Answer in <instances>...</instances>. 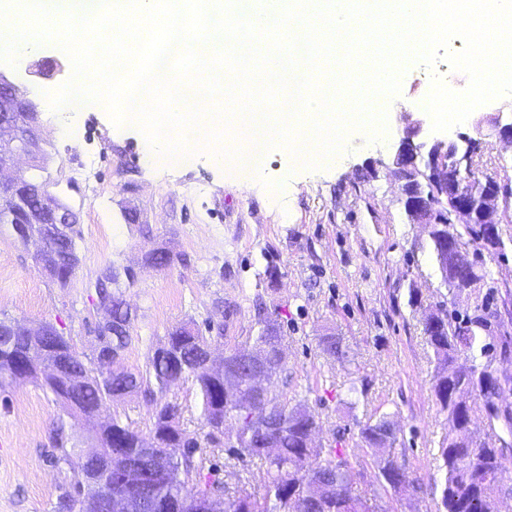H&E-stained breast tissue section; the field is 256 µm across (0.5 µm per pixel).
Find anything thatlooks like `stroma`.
Masks as SVG:
<instances>
[{
  "label": "stroma",
  "instance_id": "obj_1",
  "mask_svg": "<svg viewBox=\"0 0 512 512\" xmlns=\"http://www.w3.org/2000/svg\"><path fill=\"white\" fill-rule=\"evenodd\" d=\"M71 74L68 56L49 44L16 66L0 63V75L22 92L42 90L34 102L46 155L43 176L49 191L77 213L81 230L77 274L62 288L42 272L36 243H22L11 225L0 224V319L22 327L51 324L82 357H92L94 328L105 315L93 285L107 267L134 268V284L121 291L132 312L133 340L124 364L142 371L176 326L209 331L219 361L230 350L251 348L261 318L275 317L285 336V367L273 387L320 420L316 446L327 447L344 431L351 462L365 466L362 489L374 490L376 469L357 445L358 426L388 416L409 477L424 482L428 493L391 491L381 508L436 512L444 481L439 444L448 415L433 393L435 362L423 318L439 309L472 312L491 295L498 316L486 360L501 382L500 404L512 405V360L503 359L504 349L512 350V238L505 240L504 255L485 257L483 286L448 290L426 232L407 218L394 177L384 170L370 174L368 164L389 159L403 135L402 113L433 77L461 92L467 76L442 60L431 68L414 63L386 111L382 145H370L365 134L356 133L335 167L299 171L289 169V154L279 148L267 162L265 181L251 182L214 167L202 153L145 165L139 129L113 136L108 112L93 106L53 111L46 94ZM502 105L498 98L478 107L452 131L479 144L475 180L512 189V145L478 121L497 111L512 118ZM75 127L81 130L77 142L58 134ZM88 160L96 171L90 185L72 178ZM271 181L276 189H268ZM131 210L137 213L133 223L126 219ZM157 249L169 253L170 265L148 263ZM328 333L342 338L345 362L321 352L319 339ZM161 400L178 404L182 428L205 435L193 382ZM156 403L133 393L110 403L103 416H119L145 432ZM59 426L70 444L84 446L86 427L53 393L30 380H0V512H56L59 495L75 482L81 463L76 454L65 462L55 459L50 438ZM206 453L216 475L234 471L251 489L263 488L266 468L260 461L225 447L211 446Z\"/></svg>",
  "mask_w": 512,
  "mask_h": 512
}]
</instances>
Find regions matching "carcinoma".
I'll return each instance as SVG.
<instances>
[{"mask_svg":"<svg viewBox=\"0 0 512 512\" xmlns=\"http://www.w3.org/2000/svg\"><path fill=\"white\" fill-rule=\"evenodd\" d=\"M69 232L65 240L45 243L40 255L41 261L54 270L53 279L63 287L80 262L77 239L81 232L75 227ZM425 232L433 245L439 270L444 272V284L451 290L460 287L454 278L455 266L447 263L446 246L432 228L425 227ZM480 234L478 225L466 224L457 237L468 248L478 244ZM122 276L133 282L129 268L119 272L109 267L96 280L94 288L97 298L111 303L114 312L123 317L130 315V310L116 291ZM494 316L495 310L487 300L476 305L471 316L441 311L435 319L423 321V334L436 361L434 393L442 410L448 412L449 424L448 434L440 442L445 480L438 512H496L498 498L512 495V484L504 481L505 461L512 452V443L497 434L494 425L501 421L511 432L512 407L499 405L498 378L489 367L456 368L459 358L475 357L477 330L487 328ZM97 339L102 352L113 349L122 352L132 342L128 332L109 334L99 330ZM208 343L209 338L199 330L181 325L169 333L166 355H152L146 371H133L118 359L108 375L150 398L192 380L198 389L205 424L218 417H235V454L265 463L264 491L258 494L239 479L228 494L226 483L205 475L204 458L198 454L201 443L176 426L178 406L165 403L156 408L150 427L160 437L154 448L160 455L158 460L142 453L138 441L143 434L121 418L113 417L105 429L112 447L133 461L148 482L141 512H164L173 501L220 495L224 496V512H381L378 494L369 495L355 487L354 476L361 477L363 473L353 472L344 449L317 448L309 442V435L320 428L312 414L300 404L288 403L270 385L262 393H254L246 382L247 366L239 360L238 349L224 356V367L240 374L233 383L237 399L226 398L227 381L209 374L198 361L199 350ZM255 344L272 370L270 377L277 376L284 367V336L277 319L267 318L262 322ZM319 347L322 353L339 361L346 357L338 336L320 337ZM41 352L53 358L73 360L85 373L78 396L89 413L97 414L114 401L111 383L101 378L102 372L95 361L84 360L59 332L34 342L15 330L12 321L0 320V378L13 376L15 370ZM479 411L485 413L491 429L482 436L468 429ZM358 438L377 468L379 490L385 493L404 490L407 462L392 451L397 436L388 417L359 425ZM268 441L274 444L275 452L265 448ZM100 492L104 496H116L128 489L114 473L102 480ZM80 497L79 485H72L60 497L57 512H76Z\"/></svg>","mask_w":512,"mask_h":512,"instance_id":"1","label":"carcinoma"}]
</instances>
